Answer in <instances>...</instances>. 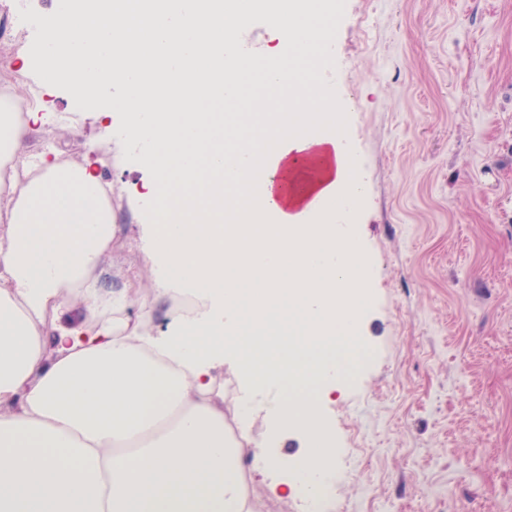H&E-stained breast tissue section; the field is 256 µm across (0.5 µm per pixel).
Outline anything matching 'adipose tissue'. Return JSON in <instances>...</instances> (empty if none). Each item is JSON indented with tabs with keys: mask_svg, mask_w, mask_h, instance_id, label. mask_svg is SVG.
I'll return each mask as SVG.
<instances>
[{
	"mask_svg": "<svg viewBox=\"0 0 512 512\" xmlns=\"http://www.w3.org/2000/svg\"><path fill=\"white\" fill-rule=\"evenodd\" d=\"M261 0H70L43 17L38 66L83 101L103 86L125 92L130 136L150 141L152 200L139 247L145 273L111 305L88 275L111 242L112 211L92 162H14L30 126L53 124L32 107L26 123L0 109V512H255L243 459L258 474L287 471L290 492L333 486L334 444L307 389L334 381L364 351L357 320L367 272L341 237L331 162L341 141L304 143L297 129L335 122L328 75L299 86L280 111H245L242 87L266 97L282 86L274 61L305 59L322 0H272L288 46L252 44L245 17ZM236 99L216 124L207 102ZM229 143L224 152L211 148ZM285 221L252 206L256 180ZM186 295L202 315L171 316L153 332L130 322L131 305ZM80 301L85 317L46 336L48 312ZM244 394L225 403L215 380L225 360ZM268 417L265 439L244 448L226 420ZM308 446L296 466L275 451L289 425Z\"/></svg>",
	"mask_w": 512,
	"mask_h": 512,
	"instance_id": "adipose-tissue-1",
	"label": "adipose tissue"
}]
</instances>
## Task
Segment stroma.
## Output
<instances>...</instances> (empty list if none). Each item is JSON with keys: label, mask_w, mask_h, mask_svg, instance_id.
I'll return each instance as SVG.
<instances>
[{"label": "stroma", "mask_w": 512, "mask_h": 512, "mask_svg": "<svg viewBox=\"0 0 512 512\" xmlns=\"http://www.w3.org/2000/svg\"><path fill=\"white\" fill-rule=\"evenodd\" d=\"M334 107L364 179L345 233L369 271L365 352L313 390L343 512H512V0H331ZM21 94L77 115L17 151L98 155L99 106L28 72ZM150 170L112 145L104 295L144 265Z\"/></svg>", "instance_id": "35a3bbf8"}]
</instances>
